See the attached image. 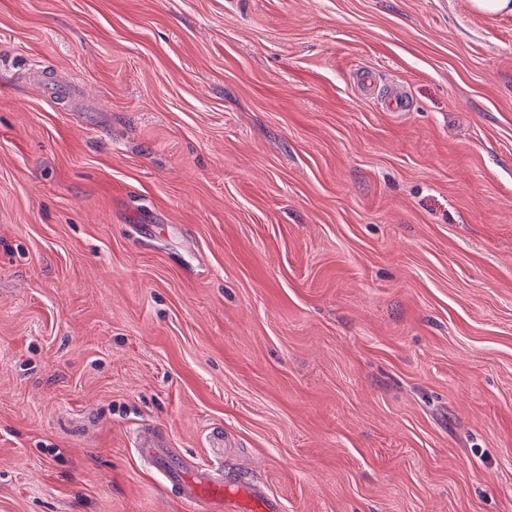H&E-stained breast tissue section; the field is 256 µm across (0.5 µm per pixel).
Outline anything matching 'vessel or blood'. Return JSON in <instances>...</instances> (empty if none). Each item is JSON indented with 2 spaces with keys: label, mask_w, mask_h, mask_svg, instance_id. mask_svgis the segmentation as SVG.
Returning a JSON list of instances; mask_svg holds the SVG:
<instances>
[{
  "label": "vessel or blood",
  "mask_w": 512,
  "mask_h": 512,
  "mask_svg": "<svg viewBox=\"0 0 512 512\" xmlns=\"http://www.w3.org/2000/svg\"><path fill=\"white\" fill-rule=\"evenodd\" d=\"M136 446L163 482L178 489L192 512H281L278 500L253 483L186 467L157 436L140 437Z\"/></svg>",
  "instance_id": "vessel-or-blood-1"
}]
</instances>
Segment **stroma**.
<instances>
[{
    "mask_svg": "<svg viewBox=\"0 0 512 512\" xmlns=\"http://www.w3.org/2000/svg\"><path fill=\"white\" fill-rule=\"evenodd\" d=\"M144 429L282 512H512V14L0 0V512H189Z\"/></svg>",
    "mask_w": 512,
    "mask_h": 512,
    "instance_id": "1",
    "label": "stroma"
}]
</instances>
